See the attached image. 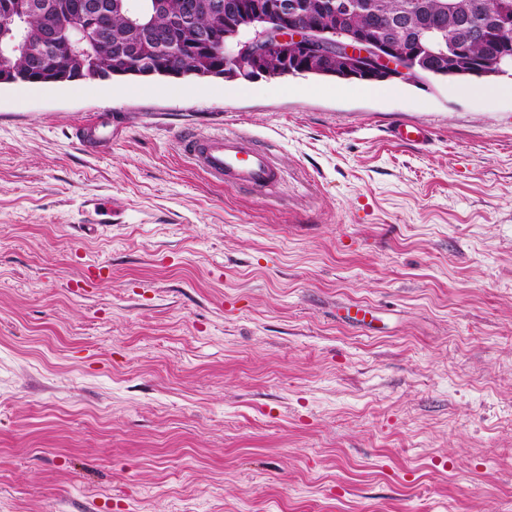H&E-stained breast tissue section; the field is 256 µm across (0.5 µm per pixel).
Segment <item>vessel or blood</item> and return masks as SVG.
Wrapping results in <instances>:
<instances>
[{
    "instance_id": "obj_1",
    "label": "vessel or blood",
    "mask_w": 512,
    "mask_h": 512,
    "mask_svg": "<svg viewBox=\"0 0 512 512\" xmlns=\"http://www.w3.org/2000/svg\"><path fill=\"white\" fill-rule=\"evenodd\" d=\"M111 138L112 121L108 118L95 119L78 132L79 141L90 150ZM183 150L218 183L261 192L274 188L279 180L270 149L248 136L224 133L192 138L185 141Z\"/></svg>"
}]
</instances>
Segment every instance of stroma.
<instances>
[{"mask_svg": "<svg viewBox=\"0 0 512 512\" xmlns=\"http://www.w3.org/2000/svg\"><path fill=\"white\" fill-rule=\"evenodd\" d=\"M395 85H0V512H512V94ZM78 139L89 150L94 151L98 143L112 141V119L96 118L78 131ZM184 152L213 181L240 188L266 191L274 188L279 172L269 148L236 133L184 142Z\"/></svg>", "mask_w": 512, "mask_h": 512, "instance_id": "obj_1", "label": "stroma"}]
</instances>
